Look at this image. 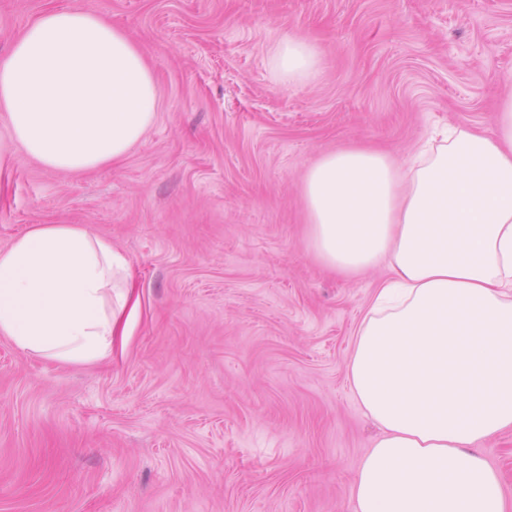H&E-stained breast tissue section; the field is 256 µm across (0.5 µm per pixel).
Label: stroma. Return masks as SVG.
<instances>
[{"mask_svg": "<svg viewBox=\"0 0 512 512\" xmlns=\"http://www.w3.org/2000/svg\"><path fill=\"white\" fill-rule=\"evenodd\" d=\"M52 5L123 28L160 110L125 160L82 176L0 117V249L86 225L127 256L141 305L93 364L0 335V512H354L378 429L347 362L386 272L324 268L303 176L356 145L410 159L448 124L494 133L512 0H0V58ZM295 34L316 81L272 65Z\"/></svg>", "mask_w": 512, "mask_h": 512, "instance_id": "obj_1", "label": "stroma"}]
</instances>
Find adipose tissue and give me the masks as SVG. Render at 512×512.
Listing matches in <instances>:
<instances>
[{
    "label": "adipose tissue",
    "mask_w": 512,
    "mask_h": 512,
    "mask_svg": "<svg viewBox=\"0 0 512 512\" xmlns=\"http://www.w3.org/2000/svg\"><path fill=\"white\" fill-rule=\"evenodd\" d=\"M284 79L321 74L316 47L281 40ZM160 93L126 32L50 8L0 60V111L44 167L123 161ZM304 200L311 250L330 270L386 265L347 365L380 435L354 483L355 512H512L480 447L512 429V99L487 135L449 128L402 162L369 148L319 158ZM139 307L130 263L81 224H40L0 250V335L21 351L94 363Z\"/></svg>",
    "instance_id": "1"
}]
</instances>
